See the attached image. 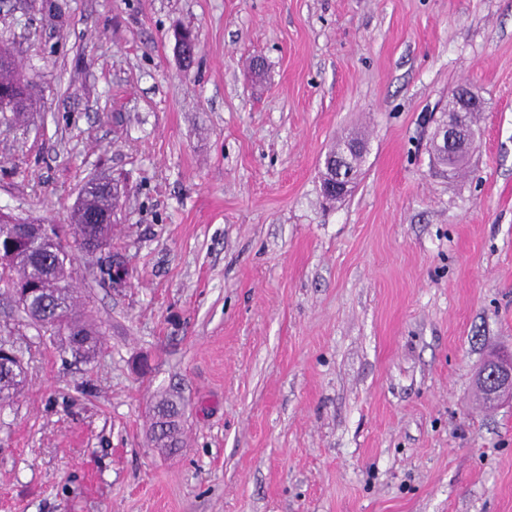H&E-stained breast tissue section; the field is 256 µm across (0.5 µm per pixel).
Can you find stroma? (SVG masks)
I'll list each match as a JSON object with an SVG mask.
<instances>
[{"label": "stroma", "mask_w": 512, "mask_h": 512, "mask_svg": "<svg viewBox=\"0 0 512 512\" xmlns=\"http://www.w3.org/2000/svg\"><path fill=\"white\" fill-rule=\"evenodd\" d=\"M1 46L33 110L0 125V209L64 226L119 181L131 282L75 260L89 360L0 294L27 362L0 512H512V402L475 385L512 352V0H0ZM461 87L451 177L430 139ZM169 392L175 455L150 440ZM365 153V146L361 142H348L339 146L335 153L329 154L324 160L326 174L322 183V194L327 201L341 199L347 195L351 179L361 172V166L350 167L352 158ZM352 174V178H351Z\"/></svg>", "instance_id": "stroma-1"}]
</instances>
